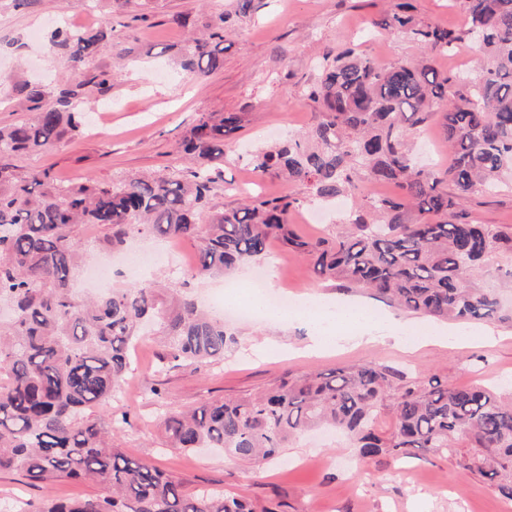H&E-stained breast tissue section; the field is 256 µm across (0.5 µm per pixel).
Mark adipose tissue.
Segmentation results:
<instances>
[{
    "label": "adipose tissue",
    "mask_w": 512,
    "mask_h": 512,
    "mask_svg": "<svg viewBox=\"0 0 512 512\" xmlns=\"http://www.w3.org/2000/svg\"><path fill=\"white\" fill-rule=\"evenodd\" d=\"M306 320L312 328L307 346L311 352L332 348L352 333L358 334L368 344L390 337L400 345L412 337L423 346L435 338L432 332L415 331L408 322L390 323L386 333H379L376 319L371 316L369 308L360 303L323 302L307 315Z\"/></svg>",
    "instance_id": "ef3b65f1"
}]
</instances>
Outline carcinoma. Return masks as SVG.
Returning <instances> with one entry per match:
<instances>
[{"instance_id":"carcinoma-1","label":"carcinoma","mask_w":512,"mask_h":512,"mask_svg":"<svg viewBox=\"0 0 512 512\" xmlns=\"http://www.w3.org/2000/svg\"><path fill=\"white\" fill-rule=\"evenodd\" d=\"M460 2L467 25L457 30L419 20L412 4L399 0L373 27L408 36L421 59L383 67L352 48L324 58L306 89L322 118L307 134L251 155L259 177L309 183L323 201L352 199L347 229L331 241L294 233L288 216L295 199L214 210L211 171L224 163L226 139L242 128L236 112L201 113L178 145L199 164L187 176L172 169L115 185L65 184L48 169L15 172L5 159L56 150L84 126L81 89L110 83L107 71L84 72L86 59L111 44L108 31L50 32L48 49L68 55L73 80L56 94L39 81L15 82L20 106L34 117L0 126V305L10 309L0 321V470L18 471L33 484L82 479L108 486L110 494L45 500L19 512H253L240 497L186 493L159 467L128 457L112 441L127 416L109 426L95 412L107 409L123 381L145 323L166 338L175 361L223 358L234 333L183 289L264 258L273 240L306 258L319 278L370 290L407 313L512 324V308L475 282L491 258L512 257V232L461 210L468 195L512 180V0ZM228 20L221 14L204 34L188 38L182 77L217 67L209 47L224 42ZM466 38L486 63L473 74L439 73L431 57L452 55ZM439 107L451 156L441 175L419 167L405 135ZM358 164L403 194L359 202ZM88 225L104 231L102 243L111 250L138 234L192 238L197 263L181 288H170L173 301L155 280L79 298L73 271L86 254L78 235ZM387 416L390 432L382 426ZM160 426L171 448H219L248 463L276 456L308 429L335 427L356 438L367 463L383 453L446 454L462 474L488 480L512 500V402L480 386L418 381L377 363L283 378L256 395L170 411Z\"/></svg>"}]
</instances>
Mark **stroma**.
I'll use <instances>...</instances> for the list:
<instances>
[{"label":"stroma","mask_w":512,"mask_h":512,"mask_svg":"<svg viewBox=\"0 0 512 512\" xmlns=\"http://www.w3.org/2000/svg\"><path fill=\"white\" fill-rule=\"evenodd\" d=\"M392 7L391 0H252L248 14L238 0H130L117 10L95 0H0V126L26 120L12 93L14 81L42 76L48 90L63 88L71 76L68 57L48 53L44 35L66 24L111 31L113 50L89 58L87 72L112 71L109 88L87 86L80 100L89 123L49 155L20 153L9 159L18 173L50 169L62 181L92 178L119 183L142 174H164L183 166L178 143L204 112H236L242 128L224 147V164L214 173L216 210L233 208L251 196L289 197L294 229L309 239H334L346 229L345 209L334 210L325 224L305 218L317 206L308 184L284 178L256 177L250 151L277 146L306 132L321 108L304 90L319 77L328 53L349 42L384 66L417 61L420 49L403 35L378 36L371 22ZM230 15L224 31L223 63L195 81L183 80L179 61L187 36L205 30L219 14ZM122 61H115V52ZM422 144L428 167H447L448 147L440 117L408 130ZM471 220L512 231V182L491 194L470 196ZM169 241L134 236L129 246L153 253V278L173 283L178 264L196 263V243L183 240L180 253L168 254ZM264 265L275 290L369 303L374 313L402 317L403 312L369 293L346 290L318 278L310 263L272 241ZM237 342L221 361L198 367L163 362L166 347L158 337L140 338L131 351L130 369L112 397L114 416L128 425L115 442L128 455L157 465L180 480L187 491L216 489L247 499L253 512H512V500L499 496L487 480L460 474L447 457L422 454L404 461L381 455L364 463L350 439L341 434L308 433L292 441L261 466L221 452L161 450L162 416L214 399L232 400L257 393L284 377H300L367 362L383 363L422 379L437 377L451 386L476 383L512 396V326L496 321L488 327L494 345L474 342L457 350L431 344L413 351L394 343H344L309 354L303 347L310 331L304 324L286 326L262 319L225 316ZM159 388L162 397L150 396ZM90 482L59 480L27 483L17 471L0 472V501L37 503L43 499H82L105 495Z\"/></svg>","instance_id":"stroma-1"}]
</instances>
